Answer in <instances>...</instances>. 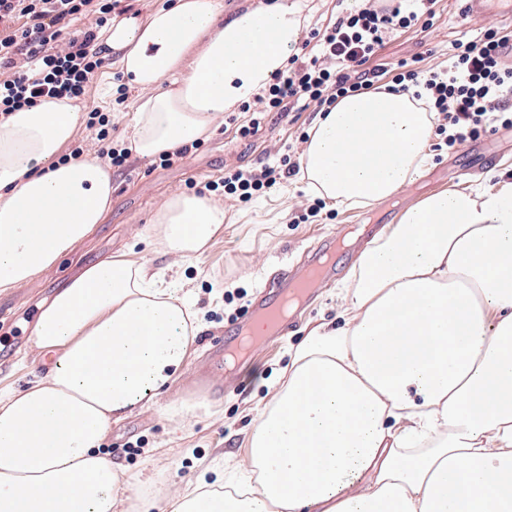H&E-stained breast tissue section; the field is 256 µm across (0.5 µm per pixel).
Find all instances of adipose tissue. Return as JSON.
Returning <instances> with one entry per match:
<instances>
[{
	"label": "adipose tissue",
	"mask_w": 512,
	"mask_h": 512,
	"mask_svg": "<svg viewBox=\"0 0 512 512\" xmlns=\"http://www.w3.org/2000/svg\"><path fill=\"white\" fill-rule=\"evenodd\" d=\"M303 0H175L114 19L105 55L139 96L127 146L143 159L210 139L265 91L302 36ZM86 113L46 99L0 118V288L49 271L102 223L112 169L66 158ZM434 116L408 93L372 91L320 113L304 144L305 189L365 208L431 163ZM223 204L167 195L145 241L184 264L224 232ZM339 325L293 350L252 425V482L197 484L169 512H512V183L421 198L358 257L337 292ZM188 292L119 255L43 307L45 376L0 390V512H152L118 497L101 452L114 422L148 404L191 356Z\"/></svg>",
	"instance_id": "ef3b65f1"
}]
</instances>
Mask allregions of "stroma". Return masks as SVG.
Masks as SVG:
<instances>
[{"label": "stroma", "instance_id": "35a3bbf8", "mask_svg": "<svg viewBox=\"0 0 512 512\" xmlns=\"http://www.w3.org/2000/svg\"><path fill=\"white\" fill-rule=\"evenodd\" d=\"M436 11L431 26L415 27L387 41L372 59V66L388 71L398 60L415 59L420 67H434L447 59L468 28L487 25L512 36V14L498 13L487 23L467 20L463 0H438ZM122 83L117 67L105 65L91 78L83 105L107 118L110 140L123 147L127 132L111 116L131 111L137 93L128 90L123 104L107 103L102 98L107 87L117 88ZM247 118V113L234 112L211 139L172 166L133 156L126 168H113L112 207L103 224L50 271L22 287L0 292V306L10 307L14 313L13 320L0 318V355L5 358L0 364V388L19 390L43 377L47 367L37 348L10 345L13 327L26 326L28 320L38 317L43 304L84 267L127 252L153 271L180 277L191 292L198 315L193 356L148 407L134 408L128 417L112 423L101 446L102 453L124 474L118 489L123 498L139 495L148 478L153 481L152 493L165 498L170 490L200 479L212 464L235 465V478L246 477V469L238 462L248 451L247 436L253 422L275 394L273 383L288 363L289 347L315 324L335 322L338 314L335 286L320 289L296 328L250 355L239 367L233 389L217 397L196 393L192 373L208 357L204 336L232 331L247 317L258 290L274 268L299 257L322 235L345 238L357 224H394L403 210L424 195L478 185L488 190L512 174V128H502L454 149L436 150L432 165L409 191L368 209L328 205L317 216L307 217L314 199L293 178L281 180L246 203L218 190L212 197L226 210L223 235L204 257L175 267L172 256L161 247L141 240L149 216L162 199L176 191L196 192L202 182L222 177L225 170L257 169L287 151H301L317 111L296 108L283 118L270 113L256 135L243 139L238 128ZM487 145L498 155L496 165L457 176V169L466 165L469 155Z\"/></svg>", "mask_w": 512, "mask_h": 512}]
</instances>
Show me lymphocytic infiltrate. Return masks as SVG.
Masks as SVG:
<instances>
[{"instance_id":"obj_1","label":"lymphocytic infiltrate","mask_w":512,"mask_h":512,"mask_svg":"<svg viewBox=\"0 0 512 512\" xmlns=\"http://www.w3.org/2000/svg\"><path fill=\"white\" fill-rule=\"evenodd\" d=\"M385 0L337 18L319 35L318 52L292 55L255 102L259 111L284 112L289 105L325 112L340 98L376 88L381 74L369 61L394 34L421 19H433L437 0ZM115 0H0V116L49 97L82 98L105 59L99 32ZM512 39L488 28L457 41L447 63L424 70L400 60L391 89L412 93L435 116V133L447 147L512 128V66L504 57ZM293 155L279 164L244 172L230 170L204 190H224L246 202L255 192L298 175Z\"/></svg>"}]
</instances>
